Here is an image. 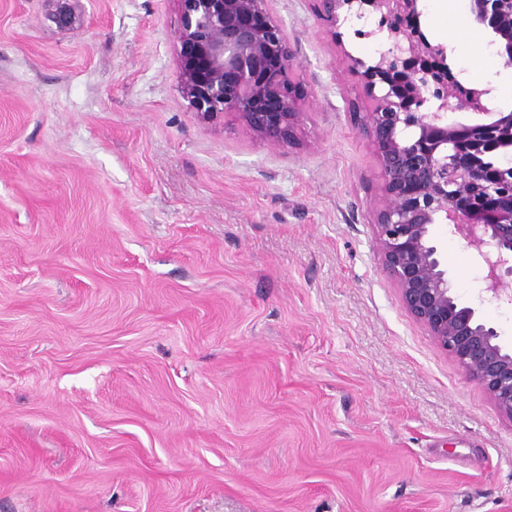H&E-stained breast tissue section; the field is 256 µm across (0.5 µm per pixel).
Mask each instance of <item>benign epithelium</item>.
<instances>
[{
	"instance_id": "benign-epithelium-1",
	"label": "benign epithelium",
	"mask_w": 512,
	"mask_h": 512,
	"mask_svg": "<svg viewBox=\"0 0 512 512\" xmlns=\"http://www.w3.org/2000/svg\"><path fill=\"white\" fill-rule=\"evenodd\" d=\"M173 2L180 90L191 109L204 121L231 113L274 146L292 141L303 118L289 82L295 55L271 0ZM316 2L333 29L379 15L386 49L375 61L337 41L370 102L362 122L382 177L375 247L405 310L512 420V350L475 309L457 303L432 234L444 224L465 240L483 292L512 304V111L498 109L491 85L467 86L453 72V49L422 28L424 0ZM469 16L512 69V0H469Z\"/></svg>"
}]
</instances>
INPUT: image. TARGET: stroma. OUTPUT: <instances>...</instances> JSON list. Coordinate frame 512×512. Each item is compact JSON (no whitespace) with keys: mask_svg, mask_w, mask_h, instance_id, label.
I'll use <instances>...</instances> for the list:
<instances>
[{"mask_svg":"<svg viewBox=\"0 0 512 512\" xmlns=\"http://www.w3.org/2000/svg\"><path fill=\"white\" fill-rule=\"evenodd\" d=\"M429 36L512 110V71ZM295 51L293 142L182 97L173 0H0V512H512V420L404 309L375 249L369 102L272 0ZM458 302L512 306L436 231Z\"/></svg>","mask_w":512,"mask_h":512,"instance_id":"35a3bbf8","label":"stroma"}]
</instances>
